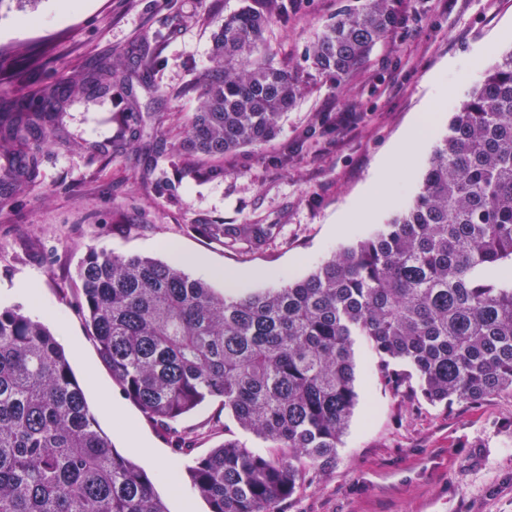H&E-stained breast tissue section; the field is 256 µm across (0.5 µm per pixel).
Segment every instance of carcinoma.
<instances>
[{"label":"carcinoma","instance_id":"1","mask_svg":"<svg viewBox=\"0 0 512 512\" xmlns=\"http://www.w3.org/2000/svg\"><path fill=\"white\" fill-rule=\"evenodd\" d=\"M399 0H350L306 51L310 73L261 51L278 8H244L211 37L199 106L176 157L220 160L273 140L310 89L350 76L402 23ZM87 89H42L41 108L0 93V173L22 188L63 105ZM202 237L261 241L275 224H195ZM85 322L125 396L168 438L210 512H286L305 482L336 464L358 403L354 345L374 378L431 405L512 394V49L456 106L418 193L386 223L307 276L230 293L174 260L91 250L78 269ZM217 405L265 450L208 436L182 419ZM0 512H168L145 470L102 431L64 349L22 308H0Z\"/></svg>","mask_w":512,"mask_h":512}]
</instances>
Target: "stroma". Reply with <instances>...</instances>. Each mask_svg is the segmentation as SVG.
<instances>
[{
	"label": "stroma",
	"instance_id": "1",
	"mask_svg": "<svg viewBox=\"0 0 512 512\" xmlns=\"http://www.w3.org/2000/svg\"><path fill=\"white\" fill-rule=\"evenodd\" d=\"M344 0H278L263 48L300 65ZM261 0H83L57 17L55 0L0 5V87L26 95L87 78L112 57L108 94L65 110L53 145L38 147L27 187L0 182V308L49 325L116 450L148 474L177 458L175 444L126 398L101 362L76 294L90 249L168 260L169 245L247 276L249 288L301 278L340 246L369 234L412 197L451 108L512 48V0H403V23L346 81L321 80L282 120L272 142L225 157L222 175L175 171L181 132L225 15ZM154 65L142 69L141 54ZM428 141L409 158L392 206L364 222L352 211L383 162L425 112ZM197 224H273L258 243L228 247ZM33 299L11 295L19 280ZM358 405L335 467L301 490L289 512H512V394L476 406H434L371 378L377 358L354 347ZM120 408L110 416L106 408ZM141 435L148 459L128 441Z\"/></svg>",
	"mask_w": 512,
	"mask_h": 512
}]
</instances>
